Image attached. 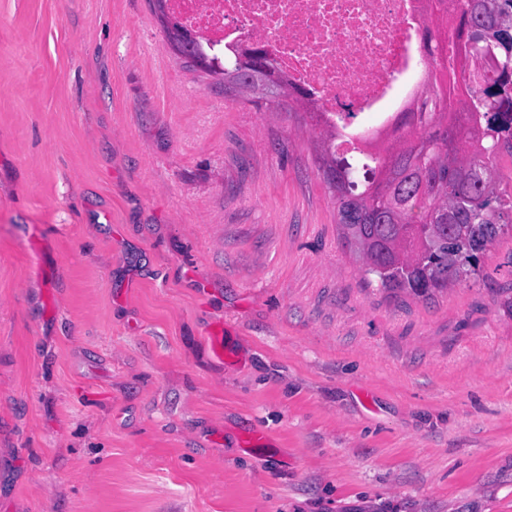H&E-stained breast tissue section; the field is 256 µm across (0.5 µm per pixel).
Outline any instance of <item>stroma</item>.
Returning a JSON list of instances; mask_svg holds the SVG:
<instances>
[{"mask_svg": "<svg viewBox=\"0 0 512 512\" xmlns=\"http://www.w3.org/2000/svg\"><path fill=\"white\" fill-rule=\"evenodd\" d=\"M153 0H0V512H512V234L366 284L308 114ZM179 52L192 59L197 64L201 65L204 68H207L214 72H221L224 74V87H232L233 76L231 71L227 73L224 72V62L226 63V59L224 55L227 54L224 50V54L219 56L217 53L207 54L201 45L199 44H189V45H179ZM229 55V54H227Z\"/></svg>", "mask_w": 512, "mask_h": 512, "instance_id": "1", "label": "stroma"}]
</instances>
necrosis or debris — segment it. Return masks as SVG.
<instances>
[{"mask_svg": "<svg viewBox=\"0 0 512 512\" xmlns=\"http://www.w3.org/2000/svg\"><path fill=\"white\" fill-rule=\"evenodd\" d=\"M198 42L226 49L258 43L278 58L291 85L308 93L328 123L384 125L420 105L436 65L424 49L430 17L458 21L465 0H168ZM450 83L469 93L477 65L464 42L449 41Z\"/></svg>", "mask_w": 512, "mask_h": 512, "instance_id": "4bbe7bcc", "label": "necrosis or debris"}]
</instances>
